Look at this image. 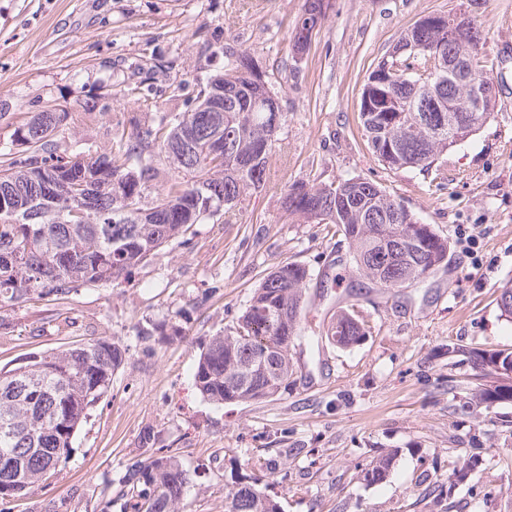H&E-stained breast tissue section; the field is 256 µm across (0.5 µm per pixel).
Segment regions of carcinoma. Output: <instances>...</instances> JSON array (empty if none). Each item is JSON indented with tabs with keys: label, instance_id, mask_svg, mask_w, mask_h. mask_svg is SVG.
<instances>
[{
	"label": "carcinoma",
	"instance_id": "obj_1",
	"mask_svg": "<svg viewBox=\"0 0 512 512\" xmlns=\"http://www.w3.org/2000/svg\"><path fill=\"white\" fill-rule=\"evenodd\" d=\"M330 0H306L293 48L308 49ZM482 30L474 22L448 38L441 14L406 29L363 85L359 110L372 153L390 169H432L448 153V102L464 106V88L486 78L479 64ZM456 63L458 72L439 70ZM181 112H164L131 131L111 133L109 145L62 146L57 130L73 119L65 108L36 112L14 135L21 153L0 160V305L30 299L65 300L78 286H98L129 276L191 225L231 213L250 191L268 188L274 137L285 115L268 97L265 71L247 55L224 73L197 84ZM171 174L162 188L153 182ZM61 170L86 181L79 200L51 194ZM297 221L334 224L352 249V273L383 288L409 287L442 257L448 239L422 222L381 185L350 178L320 186H294L284 196ZM312 274L286 262L254 289L233 330L215 336L201 353L193 379L202 397L222 405L250 402L264 390L273 397L294 375L292 351L319 343L303 324ZM368 330L355 312L339 309L324 330L329 343L350 348ZM126 349L96 340L35 356L0 370V500L27 495L58 475L72 440L112 386ZM487 374L512 375V352L473 351ZM492 404L512 399V385L479 392ZM393 455L377 458L364 480L389 475ZM486 458L476 453L465 472L448 474V486L477 484ZM191 482L175 456L137 459L118 477L121 495L101 512H180ZM224 512H280L278 502L249 474H231Z\"/></svg>",
	"mask_w": 512,
	"mask_h": 512
}]
</instances>
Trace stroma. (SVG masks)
Instances as JSON below:
<instances>
[{
	"instance_id": "35a3bbf8",
	"label": "stroma",
	"mask_w": 512,
	"mask_h": 512,
	"mask_svg": "<svg viewBox=\"0 0 512 512\" xmlns=\"http://www.w3.org/2000/svg\"><path fill=\"white\" fill-rule=\"evenodd\" d=\"M305 0H0V153L42 106L80 103L107 85L110 110L60 128L59 141L106 145L133 127L182 111L171 85L222 71L247 54L268 74L286 124L275 135L269 189L247 195L231 222L208 220L160 248L129 281L82 287L62 301L0 307V369L94 340L128 352L109 392L46 487L0 512H99L118 495L125 465L146 448L194 475L183 512H224L232 470L261 475L283 512H512V402L474 394L499 383L470 362L512 350V318L497 299L512 281V0H332L308 50L291 32ZM457 11L483 29L480 58L497 98L493 117L450 150L440 168L391 169L372 154L359 114L369 72L424 16ZM360 177L449 242L448 259L408 288L349 271L351 249L332 224L292 221L290 186ZM313 273L304 318L322 329L337 309L370 327L359 345L295 354L278 395L216 405L193 383L199 355L232 328L263 277L284 262ZM74 318L61 333L56 313ZM487 469L478 500L445 476L474 449ZM393 455L379 483L363 475Z\"/></svg>"
}]
</instances>
